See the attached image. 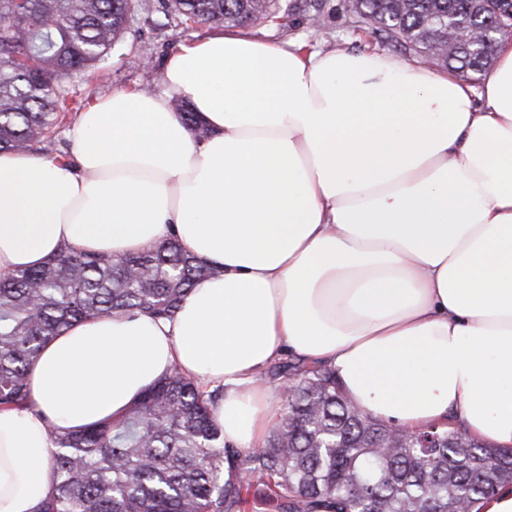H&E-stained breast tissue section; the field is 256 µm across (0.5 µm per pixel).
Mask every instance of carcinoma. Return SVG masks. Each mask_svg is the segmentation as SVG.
I'll list each match as a JSON object with an SVG mask.
<instances>
[{
	"instance_id": "1",
	"label": "carcinoma",
	"mask_w": 512,
	"mask_h": 512,
	"mask_svg": "<svg viewBox=\"0 0 512 512\" xmlns=\"http://www.w3.org/2000/svg\"><path fill=\"white\" fill-rule=\"evenodd\" d=\"M170 18L239 26L293 14L282 0H161ZM141 0H0V152L46 154L83 106L71 84L102 64ZM349 24L406 56L481 76L512 36L509 0H345ZM476 38L448 45V27ZM175 112L198 139L208 130L180 97ZM217 273L174 240L121 260L65 248L44 265L0 279V408L30 401L28 367L59 330L88 316L136 312L172 318L189 292ZM263 376L292 387L264 447L224 442L212 419L218 390L173 368L117 424L70 431L50 422L57 447L51 492L37 512H244L254 495L278 512H480L512 484V448L461 427L427 432L372 417L342 393L335 373L301 361Z\"/></svg>"
}]
</instances>
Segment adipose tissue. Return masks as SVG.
Listing matches in <instances>:
<instances>
[{
  "instance_id": "obj_1",
  "label": "adipose tissue",
  "mask_w": 512,
  "mask_h": 512,
  "mask_svg": "<svg viewBox=\"0 0 512 512\" xmlns=\"http://www.w3.org/2000/svg\"><path fill=\"white\" fill-rule=\"evenodd\" d=\"M479 84L378 52H309L227 32L181 44L163 92L78 112L72 160L0 152V279L60 250L176 240L220 269L174 318L90 317L0 409V512H36L45 424L118 421L171 368L220 390L225 442L279 416L263 370L323 365L409 431L455 421L512 447V39ZM179 95L209 135L173 111Z\"/></svg>"
}]
</instances>
